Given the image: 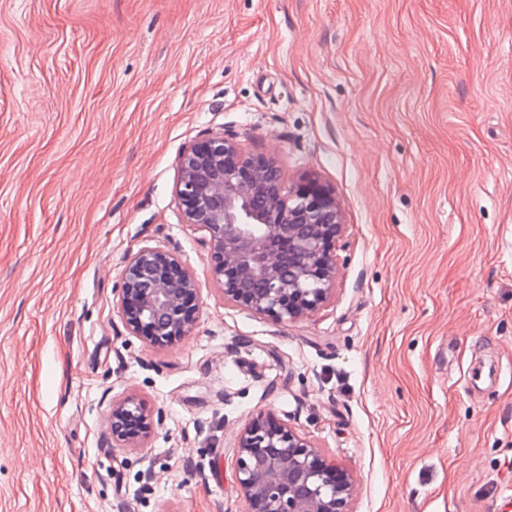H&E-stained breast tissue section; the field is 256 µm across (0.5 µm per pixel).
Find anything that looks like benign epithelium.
Wrapping results in <instances>:
<instances>
[{"label": "benign epithelium", "mask_w": 512, "mask_h": 512, "mask_svg": "<svg viewBox=\"0 0 512 512\" xmlns=\"http://www.w3.org/2000/svg\"><path fill=\"white\" fill-rule=\"evenodd\" d=\"M175 198L183 223L209 246L210 278L224 303L294 322L333 298L345 224L335 190L318 177L289 183L274 156L209 132L183 149ZM117 304L128 332L161 348L191 333L201 288L182 254L144 245L125 261ZM108 421L107 448H144L155 425L135 395L112 402ZM233 448L246 512H351L353 471L290 424L256 417Z\"/></svg>", "instance_id": "7a95c632"}]
</instances>
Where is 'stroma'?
<instances>
[{"mask_svg": "<svg viewBox=\"0 0 512 512\" xmlns=\"http://www.w3.org/2000/svg\"><path fill=\"white\" fill-rule=\"evenodd\" d=\"M220 129L336 191L306 319L211 288L174 186ZM147 243L204 300L161 349L116 305ZM129 394L161 422L103 452ZM259 415L354 472L353 512H512V0H0V512H243Z\"/></svg>", "mask_w": 512, "mask_h": 512, "instance_id": "obj_1", "label": "stroma"}]
</instances>
